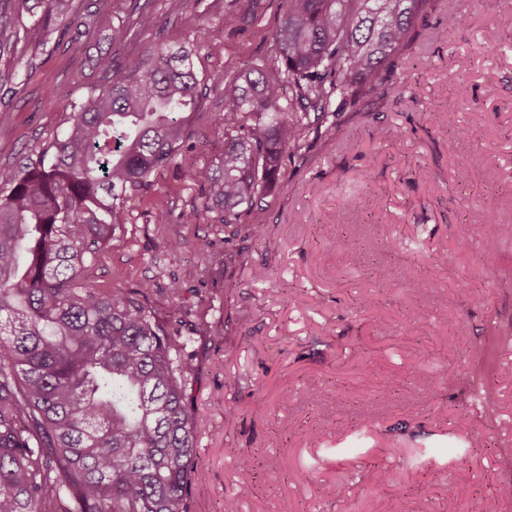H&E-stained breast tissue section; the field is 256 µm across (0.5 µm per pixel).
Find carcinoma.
Wrapping results in <instances>:
<instances>
[{"mask_svg": "<svg viewBox=\"0 0 512 512\" xmlns=\"http://www.w3.org/2000/svg\"><path fill=\"white\" fill-rule=\"evenodd\" d=\"M45 47L64 19L84 36L94 12L74 0H9ZM434 0H283L273 65L224 82V150L185 168L201 207L232 224L280 184L333 100L372 94ZM0 21V57L14 53ZM194 48L144 52L69 109L52 145L0 174V512H187L197 455L186 402L193 340L133 292L93 288L83 273L126 220V193L149 188L201 106ZM292 86L283 108L281 86ZM512 226L487 209L481 260Z\"/></svg>", "mask_w": 512, "mask_h": 512, "instance_id": "obj_1", "label": "carcinoma"}]
</instances>
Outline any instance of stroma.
Masks as SVG:
<instances>
[{"instance_id": "obj_1", "label": "stroma", "mask_w": 512, "mask_h": 512, "mask_svg": "<svg viewBox=\"0 0 512 512\" xmlns=\"http://www.w3.org/2000/svg\"><path fill=\"white\" fill-rule=\"evenodd\" d=\"M281 2L94 0L97 36L60 28L43 50L21 40L0 59V170L63 134L70 104L106 83L98 58L125 68L196 41L203 109L86 272L98 288L151 284L156 310H187L171 327L192 339L188 512H224L245 483L238 512H512L497 492L512 483V238L487 265L471 234L489 207L512 224V0H437L384 84L345 106L340 130L312 132L282 186L228 225L183 170L222 152L224 82L272 63ZM137 4L159 28L112 44ZM411 275L423 289L407 288ZM494 331L504 376L479 415L476 358ZM287 465L307 481L289 482Z\"/></svg>"}]
</instances>
